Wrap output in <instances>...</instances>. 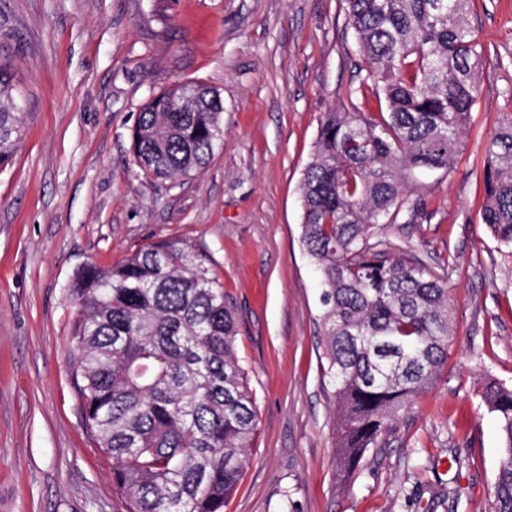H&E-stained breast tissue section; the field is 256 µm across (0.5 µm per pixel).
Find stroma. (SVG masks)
Masks as SVG:
<instances>
[{"label":"stroma","instance_id":"stroma-1","mask_svg":"<svg viewBox=\"0 0 512 512\" xmlns=\"http://www.w3.org/2000/svg\"><path fill=\"white\" fill-rule=\"evenodd\" d=\"M467 18L485 55L464 147L448 173L416 172L415 222L371 230L447 270L455 341L435 386L345 475L299 190L324 114L380 109L346 96L364 73L345 0H0V63L25 118L0 171V512H124L83 426L70 285L163 239L212 256L255 393L251 464L224 512H492L502 437L474 385L512 383V250L481 217L484 144L512 114V0H471ZM191 81L220 92L224 144L189 178H147L136 116Z\"/></svg>","mask_w":512,"mask_h":512}]
</instances>
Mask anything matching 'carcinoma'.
Returning a JSON list of instances; mask_svg holds the SVG:
<instances>
[{"label":"carcinoma","instance_id":"obj_1","mask_svg":"<svg viewBox=\"0 0 512 512\" xmlns=\"http://www.w3.org/2000/svg\"><path fill=\"white\" fill-rule=\"evenodd\" d=\"M381 112H327L300 183L301 242L319 273L326 375L336 404V464L356 466L448 365L455 336L446 277L418 257L369 242L375 224L415 218L414 170L448 171L477 102L484 53L470 0H345ZM222 98L201 82L171 86L138 112L134 164L176 183L223 146ZM23 113L0 64V168L17 151ZM483 221L512 249V115L484 145ZM211 256L178 239L142 246L71 288L74 375L85 423L112 458L126 512H224L250 462L258 415L235 356L236 314ZM479 395L498 416L492 512H512V386Z\"/></svg>","mask_w":512,"mask_h":512}]
</instances>
